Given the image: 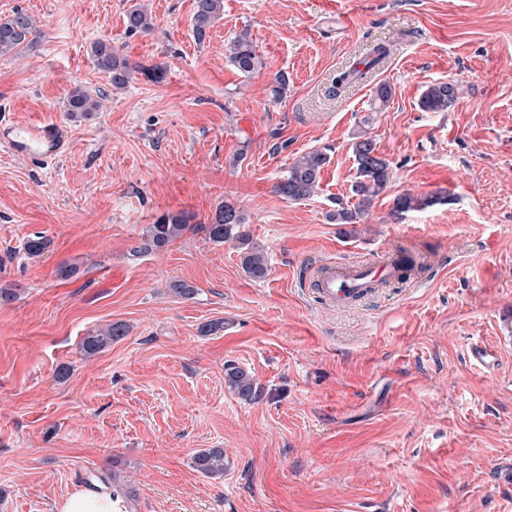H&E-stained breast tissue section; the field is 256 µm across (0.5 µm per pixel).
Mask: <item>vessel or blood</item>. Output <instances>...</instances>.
Returning a JSON list of instances; mask_svg holds the SVG:
<instances>
[{"mask_svg":"<svg viewBox=\"0 0 512 512\" xmlns=\"http://www.w3.org/2000/svg\"><path fill=\"white\" fill-rule=\"evenodd\" d=\"M0 144L11 153L22 154L44 163L59 160L70 146L68 128L57 121L0 122ZM388 261L350 262L321 270L314 291L321 303L344 307L368 294L366 285L387 277Z\"/></svg>","mask_w":512,"mask_h":512,"instance_id":"1","label":"vessel or blood"}]
</instances>
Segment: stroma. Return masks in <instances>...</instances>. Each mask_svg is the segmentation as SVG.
I'll use <instances>...</instances> for the list:
<instances>
[{
	"instance_id": "obj_1",
	"label": "stroma",
	"mask_w": 512,
	"mask_h": 512,
	"mask_svg": "<svg viewBox=\"0 0 512 512\" xmlns=\"http://www.w3.org/2000/svg\"><path fill=\"white\" fill-rule=\"evenodd\" d=\"M137 3L151 33L126 32ZM18 8L42 34L0 58V119L62 122L72 147L48 165L0 148V286L18 290L0 305V512H54L97 483L134 512H512V0H224L201 42L195 0H0V18ZM244 31L264 62L249 78L227 59ZM96 40L134 67L125 89L97 68ZM380 44L384 62L334 93ZM448 81L452 107L422 111ZM78 85L104 94L102 112L67 117ZM362 135L389 180L368 218L336 224ZM323 147L318 193L277 194ZM407 192L443 200L394 219ZM226 202L264 279L203 229ZM179 213L192 230L137 252ZM36 235L50 244L31 257ZM399 245L426 255L422 273L346 308L312 293L318 265ZM210 322L221 330L202 334ZM116 323L125 336L81 354ZM475 342L497 350L494 370L469 360ZM230 363L256 398L228 390ZM205 448L223 449V477L194 468ZM457 88L451 82L431 84L420 99V108L425 112H445L456 101Z\"/></svg>"
}]
</instances>
